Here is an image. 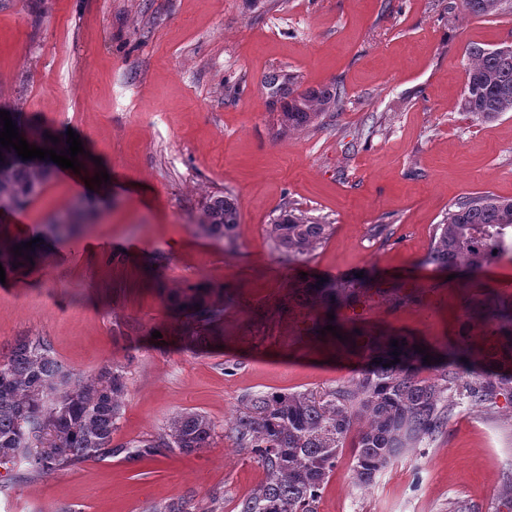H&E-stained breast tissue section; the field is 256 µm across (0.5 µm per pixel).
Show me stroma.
<instances>
[{
	"mask_svg": "<svg viewBox=\"0 0 512 512\" xmlns=\"http://www.w3.org/2000/svg\"><path fill=\"white\" fill-rule=\"evenodd\" d=\"M449 0H0V110L45 132H76L79 170L47 162L38 194L0 210V240L45 234L81 202L77 235L5 272L0 360L43 338L80 377L124 365L128 395L112 454L36 481L0 478V512H151L187 500L239 512L265 482L257 457L226 433L190 455L130 458L126 444L192 408L231 428L249 395L335 387L364 361L331 353L289 304L306 271L363 277L344 314L374 335L440 348L463 323L483 333L486 292L512 298V260L480 279L424 264L433 231L460 198H512V112L490 122L461 109L476 43L512 40V12L473 17ZM298 90L331 83L340 106L288 130L270 74ZM109 181L85 188L100 172ZM214 194L239 213L232 246L204 234ZM331 225L291 259L268 228L285 211ZM230 289L224 334L190 352L164 288ZM342 455L318 512H508L512 406H457L432 442L407 449L364 489Z\"/></svg>",
	"mask_w": 512,
	"mask_h": 512,
	"instance_id": "35a3bbf8",
	"label": "stroma"
}]
</instances>
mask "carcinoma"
I'll list each match as a JSON object with an SVG mask.
<instances>
[{
    "label": "carcinoma",
    "instance_id": "1",
    "mask_svg": "<svg viewBox=\"0 0 512 512\" xmlns=\"http://www.w3.org/2000/svg\"><path fill=\"white\" fill-rule=\"evenodd\" d=\"M469 15L485 16L512 0H460ZM463 111L477 120H493L512 112V57L503 58L478 44L467 48ZM267 85L288 98L281 123L295 128L312 123L340 102L334 85L301 92L274 81ZM7 161L0 166V201L17 209L26 206L41 184L42 174L15 149L0 146ZM239 224L234 202L214 196L206 204L200 227L209 236L234 243ZM279 251L290 257L317 249L331 234V225L286 211L268 228ZM44 247L23 250L0 247V265L11 268L21 257H42ZM512 258V199L483 193L448 209L437 225L424 263L477 278L493 263ZM185 317L187 339L209 335L224 316L229 296L206 282L190 288L164 289ZM289 297L313 321V333L327 325L346 337L328 332L325 339L352 349L368 362L359 376L340 387L249 396L236 417L231 437L237 447L254 453L267 471L260 489L242 502L240 512H317L321 491L343 450L352 455L351 479L357 487L375 476L406 449L433 441L463 402L488 413L500 401L512 405V300L482 301L486 325L482 344L470 342L465 323L457 340L437 353L426 349L432 362L415 351L413 339L393 335L365 336L349 332L339 318L327 313L355 303L359 283L296 277ZM396 339L399 346L390 341ZM399 355H393V351ZM400 362L391 364V361ZM432 374L426 376L424 371ZM127 394L124 366L112 362L90 379L75 377L40 339H21L0 362V469L19 479L45 477L72 463L112 452V437L122 418ZM216 423L205 413L184 409L166 429L127 448L151 455L166 451L191 454L212 445Z\"/></svg>",
    "mask_w": 512,
    "mask_h": 512
}]
</instances>
